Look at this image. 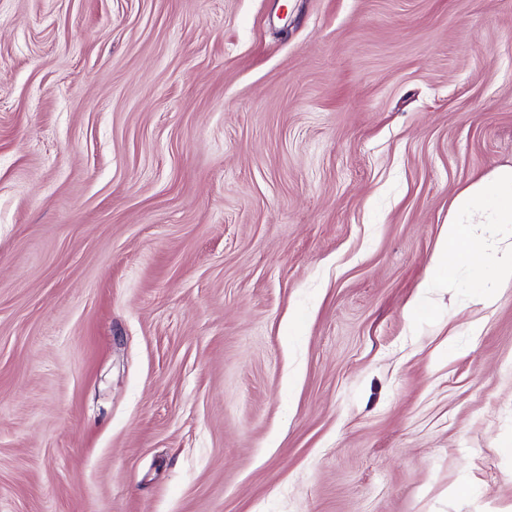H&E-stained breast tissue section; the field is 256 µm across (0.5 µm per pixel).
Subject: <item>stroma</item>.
Instances as JSON below:
<instances>
[{"label": "stroma", "mask_w": 512, "mask_h": 512, "mask_svg": "<svg viewBox=\"0 0 512 512\" xmlns=\"http://www.w3.org/2000/svg\"><path fill=\"white\" fill-rule=\"evenodd\" d=\"M512 0H0V512H512ZM479 226L511 228V241L496 242L477 232ZM433 262L441 273L436 288H448L453 272L464 267L484 303L491 299L484 288L512 282V166L497 167L455 194Z\"/></svg>", "instance_id": "obj_1"}]
</instances>
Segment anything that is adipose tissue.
<instances>
[{"label": "adipose tissue", "mask_w": 512, "mask_h": 512, "mask_svg": "<svg viewBox=\"0 0 512 512\" xmlns=\"http://www.w3.org/2000/svg\"><path fill=\"white\" fill-rule=\"evenodd\" d=\"M486 226L512 229V166L497 167L453 197L433 256L439 271L435 287H448L449 272L463 267L486 303L489 288L512 282V241L488 238L482 232Z\"/></svg>", "instance_id": "obj_1"}]
</instances>
